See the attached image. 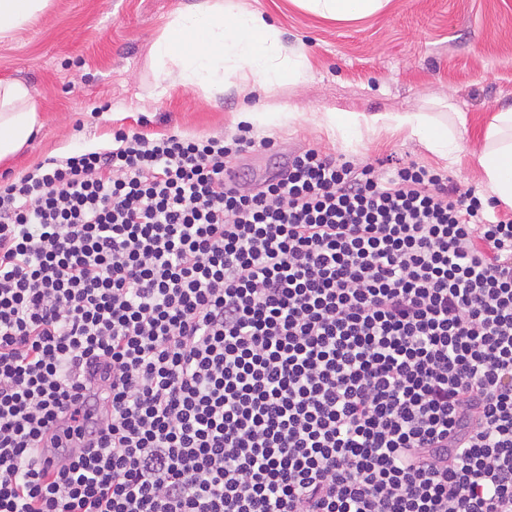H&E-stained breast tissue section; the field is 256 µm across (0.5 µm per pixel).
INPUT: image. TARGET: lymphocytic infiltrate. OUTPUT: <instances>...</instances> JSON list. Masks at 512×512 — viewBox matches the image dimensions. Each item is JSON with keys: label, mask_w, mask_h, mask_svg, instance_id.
<instances>
[{"label": "lymphocytic infiltrate", "mask_w": 512, "mask_h": 512, "mask_svg": "<svg viewBox=\"0 0 512 512\" xmlns=\"http://www.w3.org/2000/svg\"><path fill=\"white\" fill-rule=\"evenodd\" d=\"M250 132L0 185V512H512V218Z\"/></svg>", "instance_id": "obj_1"}]
</instances>
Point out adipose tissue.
<instances>
[{"mask_svg": "<svg viewBox=\"0 0 512 512\" xmlns=\"http://www.w3.org/2000/svg\"><path fill=\"white\" fill-rule=\"evenodd\" d=\"M301 9L329 20H354L377 13L388 0H294ZM50 0H0V40L36 19ZM149 58L164 80L215 94L270 91L283 83L299 84L310 76L305 53L290 47L286 31L271 13L244 0H193L177 9L152 42ZM447 121L430 113L325 112L312 114L318 127L347 138L383 130L406 133L449 163L458 162L466 146L459 135L467 117L449 106ZM38 105L26 82L0 79V161L19 153L42 128ZM474 156L481 172L483 197L512 207V108L499 110L487 122Z\"/></svg>", "mask_w": 512, "mask_h": 512, "instance_id": "obj_1", "label": "adipose tissue"}]
</instances>
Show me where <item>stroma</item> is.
<instances>
[{
  "label": "stroma",
  "instance_id": "stroma-1",
  "mask_svg": "<svg viewBox=\"0 0 512 512\" xmlns=\"http://www.w3.org/2000/svg\"><path fill=\"white\" fill-rule=\"evenodd\" d=\"M190 0H51L13 38L0 41V78L31 88L44 116L40 132L0 176L17 178L46 159L111 147L116 130L152 136L231 134L236 112L276 102L300 112L284 127L255 131L279 153L245 152L237 162L252 179L268 176L285 153L315 147L336 157L395 156L446 171L461 188L480 185L471 155L492 111L512 106V0H389L379 12L326 20L292 0H247L271 11L312 65L302 85L243 95H210L156 82L148 52L172 12ZM451 100L466 113L468 148L448 164L405 133L383 131L350 141L307 121L310 112H395L426 99Z\"/></svg>",
  "mask_w": 512,
  "mask_h": 512
}]
</instances>
